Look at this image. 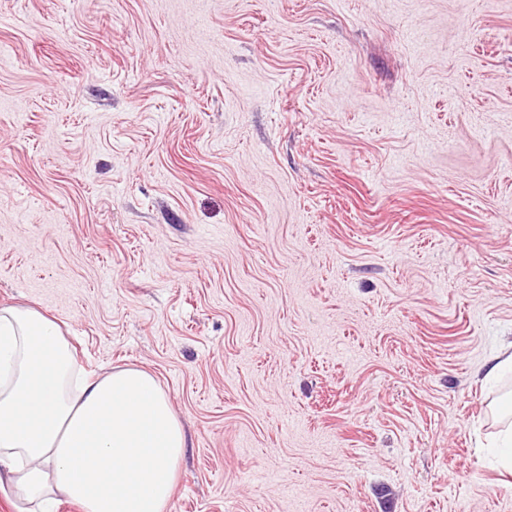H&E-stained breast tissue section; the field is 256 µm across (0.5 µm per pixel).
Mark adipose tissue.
<instances>
[{"mask_svg": "<svg viewBox=\"0 0 512 512\" xmlns=\"http://www.w3.org/2000/svg\"><path fill=\"white\" fill-rule=\"evenodd\" d=\"M187 446L150 372L77 377L53 320L0 307V487L81 512H166Z\"/></svg>", "mask_w": 512, "mask_h": 512, "instance_id": "obj_1", "label": "adipose tissue"}]
</instances>
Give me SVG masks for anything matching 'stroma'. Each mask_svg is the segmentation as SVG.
<instances>
[{
  "mask_svg": "<svg viewBox=\"0 0 512 512\" xmlns=\"http://www.w3.org/2000/svg\"><path fill=\"white\" fill-rule=\"evenodd\" d=\"M137 366L166 512H512V0H0V306Z\"/></svg>",
  "mask_w": 512,
  "mask_h": 512,
  "instance_id": "35a3bbf8",
  "label": "stroma"
}]
</instances>
